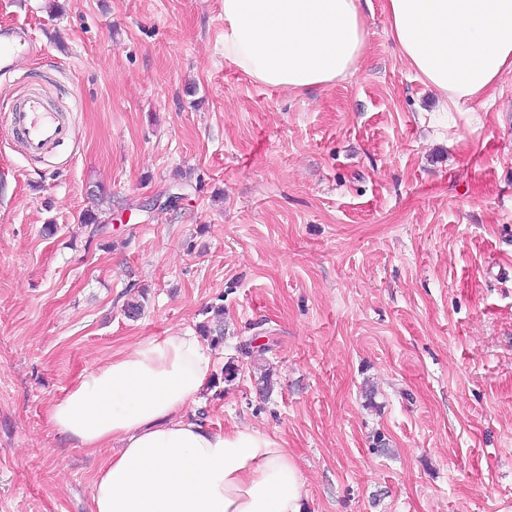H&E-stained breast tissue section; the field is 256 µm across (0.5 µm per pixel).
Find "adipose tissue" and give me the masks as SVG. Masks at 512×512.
<instances>
[{
  "instance_id": "ef3b65f1",
  "label": "adipose tissue",
  "mask_w": 512,
  "mask_h": 512,
  "mask_svg": "<svg viewBox=\"0 0 512 512\" xmlns=\"http://www.w3.org/2000/svg\"><path fill=\"white\" fill-rule=\"evenodd\" d=\"M402 59L449 121L481 127L471 102L512 74V0H384ZM367 40L362 0H224V58L291 91L353 75ZM210 356L192 331L135 341L53 399V428L78 448L120 443L93 476L90 512H306L286 448L250 425L196 417Z\"/></svg>"
}]
</instances>
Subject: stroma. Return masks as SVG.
Listing matches in <instances>:
<instances>
[{"instance_id":"obj_1","label":"stroma","mask_w":512,"mask_h":512,"mask_svg":"<svg viewBox=\"0 0 512 512\" xmlns=\"http://www.w3.org/2000/svg\"><path fill=\"white\" fill-rule=\"evenodd\" d=\"M383 3L352 76L292 92L225 61L223 0H0L37 47L0 100L42 91L70 125L31 158L0 124V512H89L107 453L49 404L217 302L198 415L287 448L309 512H512V76L478 135L437 127Z\"/></svg>"}]
</instances>
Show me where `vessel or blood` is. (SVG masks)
I'll list each match as a JSON object with an SVG mask.
<instances>
[{
    "label": "vessel or blood",
    "instance_id": "1",
    "mask_svg": "<svg viewBox=\"0 0 512 512\" xmlns=\"http://www.w3.org/2000/svg\"><path fill=\"white\" fill-rule=\"evenodd\" d=\"M35 44L15 27H0V78L13 73L22 56L33 54ZM6 123L23 137L29 154L39 155L63 140L67 131L55 112L38 95H31L23 106L5 113Z\"/></svg>",
    "mask_w": 512,
    "mask_h": 512
}]
</instances>
